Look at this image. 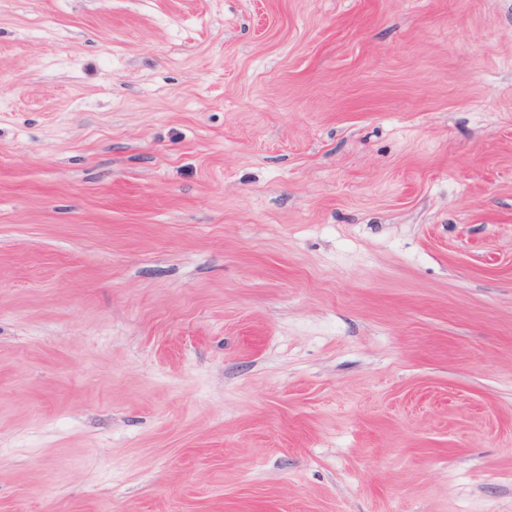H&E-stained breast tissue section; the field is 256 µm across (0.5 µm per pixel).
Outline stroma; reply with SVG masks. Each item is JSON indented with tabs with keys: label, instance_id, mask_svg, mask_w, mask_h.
Returning <instances> with one entry per match:
<instances>
[{
	"label": "stroma",
	"instance_id": "obj_1",
	"mask_svg": "<svg viewBox=\"0 0 512 512\" xmlns=\"http://www.w3.org/2000/svg\"><path fill=\"white\" fill-rule=\"evenodd\" d=\"M0 512H512V0H0Z\"/></svg>",
	"mask_w": 512,
	"mask_h": 512
}]
</instances>
